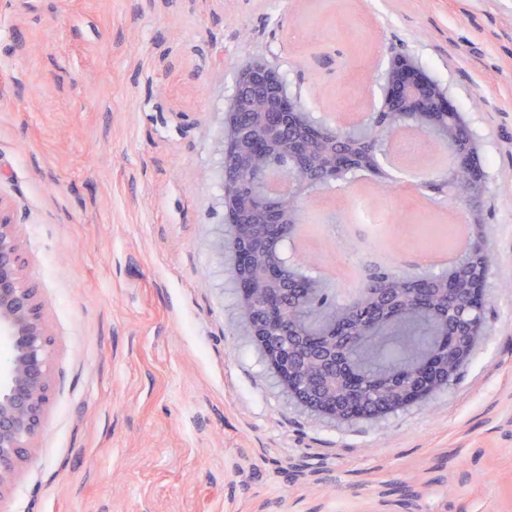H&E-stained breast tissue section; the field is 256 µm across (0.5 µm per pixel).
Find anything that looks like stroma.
I'll use <instances>...</instances> for the list:
<instances>
[{
    "mask_svg": "<svg viewBox=\"0 0 512 512\" xmlns=\"http://www.w3.org/2000/svg\"><path fill=\"white\" fill-rule=\"evenodd\" d=\"M398 54L481 145L489 332L448 389L338 423L246 334L223 117L258 58L330 121L375 111ZM0 197L54 357L0 512H512V0H0ZM255 342L263 351L270 369L290 396L307 409L309 405L306 401L314 404L305 394L303 387L297 383L293 371L288 368V363L282 362L280 345L273 341V336L264 335L255 328Z\"/></svg>",
    "mask_w": 512,
    "mask_h": 512,
    "instance_id": "35a3bbf8",
    "label": "stroma"
}]
</instances>
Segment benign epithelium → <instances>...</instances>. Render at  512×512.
Returning a JSON list of instances; mask_svg holds the SVG:
<instances>
[{
	"mask_svg": "<svg viewBox=\"0 0 512 512\" xmlns=\"http://www.w3.org/2000/svg\"><path fill=\"white\" fill-rule=\"evenodd\" d=\"M271 80L268 65L255 61L239 73L242 87L254 80ZM428 86L424 76L405 67L388 77L384 93L390 100L416 98ZM24 256L10 204L0 197V339L9 345L0 363V499L27 462L34 440L42 431L52 394V346L49 321L37 288L24 273ZM476 336H466L453 346L455 363L468 359ZM255 342L283 387L303 407L308 397L288 364L281 360L279 343L255 331Z\"/></svg>",
	"mask_w": 512,
	"mask_h": 512,
	"instance_id": "benign-epithelium-1",
	"label": "benign epithelium"
}]
</instances>
